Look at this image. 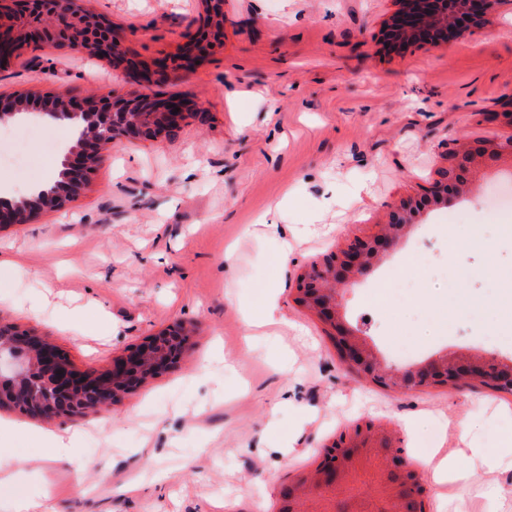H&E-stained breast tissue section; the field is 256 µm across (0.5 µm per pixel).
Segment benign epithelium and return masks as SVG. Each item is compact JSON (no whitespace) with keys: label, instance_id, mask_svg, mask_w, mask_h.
Returning a JSON list of instances; mask_svg holds the SVG:
<instances>
[{"label":"benign epithelium","instance_id":"benign-epithelium-1","mask_svg":"<svg viewBox=\"0 0 512 512\" xmlns=\"http://www.w3.org/2000/svg\"><path fill=\"white\" fill-rule=\"evenodd\" d=\"M20 0H0V55L15 51L16 39L27 47L53 45L112 57L116 40L93 36L95 23L103 17L86 10L80 0H69L68 8L32 20L14 15ZM399 8L384 26L385 40L404 47L452 45L458 32L512 0H397ZM195 68L183 58L161 57L137 68L132 75L153 84L178 71ZM57 97L41 101L40 114L52 120L81 123L76 143L68 150L64 166L68 179L51 191L19 204L0 201V227L21 226L40 212H60L86 186L102 147L117 139L152 141L177 132L190 122L205 123L208 114L198 111L186 97L146 98L134 102L112 97ZM179 111H174V108ZM34 108L27 94L0 95V122L7 124ZM512 157V139L482 141L474 148L450 153L424 193L402 201L389 212L384 233L354 238L327 259L311 266L298 280L297 299L332 329L340 360L360 378L399 390L413 392L428 386L453 387L461 381L490 382L512 391V362L493 357L432 358L423 363L388 367L367 348L364 339L339 312L342 290L370 269L390 245L412 226L417 215L457 197L469 183L474 156L497 160ZM194 326L176 322L144 337L112 359L100 372L76 370L63 347L38 336L18 323L0 318V411H18L31 418L72 420L90 410L105 411L112 403L141 387L148 380L174 369L189 349ZM22 348L25 360L16 364L13 352ZM318 462L309 473L278 488L280 503L288 512L314 493H322L316 512H407L421 504L426 486L410 461L402 441L370 426L357 425L317 449Z\"/></svg>","mask_w":512,"mask_h":512}]
</instances>
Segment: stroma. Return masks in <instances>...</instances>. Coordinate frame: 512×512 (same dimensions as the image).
I'll return each mask as SVG.
<instances>
[{"mask_svg": "<svg viewBox=\"0 0 512 512\" xmlns=\"http://www.w3.org/2000/svg\"><path fill=\"white\" fill-rule=\"evenodd\" d=\"M116 29L128 57L178 55L202 0H84ZM393 0H224L223 43L194 70L136 82L104 58L27 48L0 69V93L143 98L186 96L207 112L176 137L122 141L59 213L0 229L15 262L0 317L57 341L82 372L107 368L152 331L196 323L181 364L108 411L65 424L0 411V448L27 461L0 482V512L47 502L52 512H277V489L312 469L328 439L369 422L400 430L428 494L424 512H487L481 486L512 503V469L472 483L436 482L431 456L499 446L512 395L478 384L403 393L357 378L330 329L296 301V282L356 237L375 234L392 205L422 193L456 140L502 141L512 110V9L470 25L445 47L392 49ZM51 130L52 157L26 175L56 178L76 139ZM473 184L424 212L397 245L349 285L346 321L379 359L408 365L442 354L512 360V216L484 203L512 179V158L477 161ZM474 238L466 255L459 239ZM288 241V257L279 244ZM477 269L474 277L464 268ZM388 303H380L381 288ZM275 290L279 323L250 326ZM466 298L450 320L435 305ZM104 317L73 335L69 314ZM78 436L68 463L43 458L39 431Z\"/></svg>", "mask_w": 512, "mask_h": 512, "instance_id": "35a3bbf8", "label": "stroma"}]
</instances>
